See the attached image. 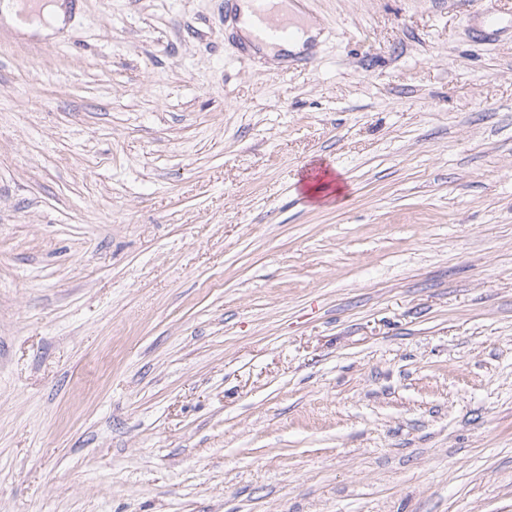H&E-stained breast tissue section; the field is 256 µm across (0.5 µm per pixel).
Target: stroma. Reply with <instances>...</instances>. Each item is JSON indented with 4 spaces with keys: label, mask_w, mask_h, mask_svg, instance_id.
<instances>
[{
    "label": "stroma",
    "mask_w": 512,
    "mask_h": 512,
    "mask_svg": "<svg viewBox=\"0 0 512 512\" xmlns=\"http://www.w3.org/2000/svg\"><path fill=\"white\" fill-rule=\"evenodd\" d=\"M225 2L0 25V512H512V0ZM240 1L241 2L238 3L237 22L235 26L239 29L240 35L248 44L252 43L256 45L261 52L270 57H274L280 49L282 52H303L322 39L319 24L315 21L308 20L305 33L301 34L299 38L290 43L286 42L278 45L259 44L262 42L279 43L290 40L294 34V28L303 23V19L300 16L304 9V2L309 0H287L289 5L288 17L281 19L273 18L269 14L267 0H252L256 5L254 9L256 15L254 38L253 29L247 22L251 5L247 0Z\"/></svg>",
    "instance_id": "1"
}]
</instances>
